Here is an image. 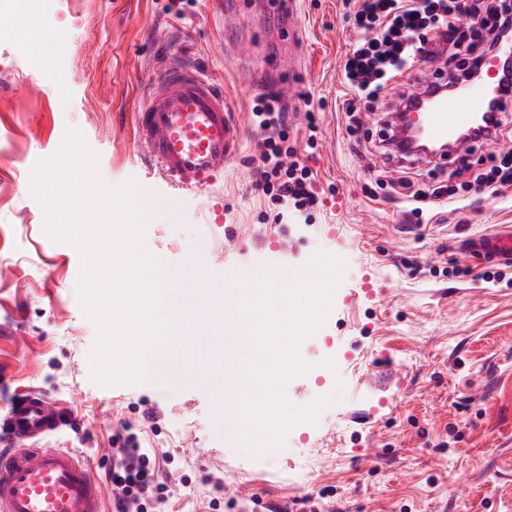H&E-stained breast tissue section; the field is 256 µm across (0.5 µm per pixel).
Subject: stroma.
Returning <instances> with one entry per match:
<instances>
[{
  "mask_svg": "<svg viewBox=\"0 0 512 512\" xmlns=\"http://www.w3.org/2000/svg\"><path fill=\"white\" fill-rule=\"evenodd\" d=\"M53 0L38 26L22 9L0 13V415L28 389L45 391L73 420L47 445L87 459L103 499L112 436L130 427L168 457L171 494L162 512H512V284L480 280L464 241L512 225V197L473 196L470 206L434 208L428 226L376 182H432V162L385 161L387 116L364 112L347 129L341 66L357 32L343 0H299L295 83L320 113L308 148L301 109L288 143L317 174L320 204L310 223L276 224L251 180L256 135L207 189L177 190L154 211L148 250L169 269V316L182 338L166 363L184 365L197 326L211 356L250 353L231 345L224 284L228 267L282 258L302 267L324 251L346 262L323 327L299 346L310 371L285 386L341 390L316 423L296 425L283 447L261 457L224 445L223 367L203 384L149 378L104 387L89 356L98 327L77 298L81 259L43 231L30 172L59 149L67 126L82 133L107 190L158 175L133 137L134 113L154 66L173 47L222 80L251 120L259 95L238 70L242 45L226 33L214 0ZM470 266L457 278L453 266Z\"/></svg>",
  "mask_w": 512,
  "mask_h": 512,
  "instance_id": "1",
  "label": "stroma"
}]
</instances>
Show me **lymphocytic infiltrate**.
<instances>
[{
  "mask_svg": "<svg viewBox=\"0 0 512 512\" xmlns=\"http://www.w3.org/2000/svg\"><path fill=\"white\" fill-rule=\"evenodd\" d=\"M346 13L365 34L342 66L349 93L342 110L350 127L357 122L358 102L384 99L415 62L447 53L452 75L434 71L420 88L427 92L448 87L457 78H469L498 39L512 36V0H354ZM252 115L260 150L254 183L276 206V220L316 209V175L287 145L290 118L280 95L271 90L261 94ZM482 163L473 179L476 187L494 194L512 187V156L491 152ZM156 459V452L142 447L136 437L113 436L112 464L105 473L112 512H149L168 497Z\"/></svg>",
  "mask_w": 512,
  "mask_h": 512,
  "instance_id": "obj_1",
  "label": "lymphocytic infiltrate"
}]
</instances>
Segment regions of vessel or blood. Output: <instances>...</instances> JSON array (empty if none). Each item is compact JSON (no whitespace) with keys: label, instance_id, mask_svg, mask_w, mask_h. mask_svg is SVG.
<instances>
[{"label":"vessel or blood","instance_id":"b4317fda","mask_svg":"<svg viewBox=\"0 0 512 512\" xmlns=\"http://www.w3.org/2000/svg\"><path fill=\"white\" fill-rule=\"evenodd\" d=\"M510 57L512 42H502L483 56L475 81L411 112L410 121L432 139L447 142L479 126L484 106L499 97L501 62ZM134 129L161 180L193 189L205 188L223 174L246 136L223 87L175 53L154 72ZM464 251L512 263V226L469 238ZM69 419L66 407L39 390L10 407L0 428L15 448L0 452V512H103L90 463L73 450L41 444L68 427Z\"/></svg>","mask_w":512,"mask_h":512}]
</instances>
